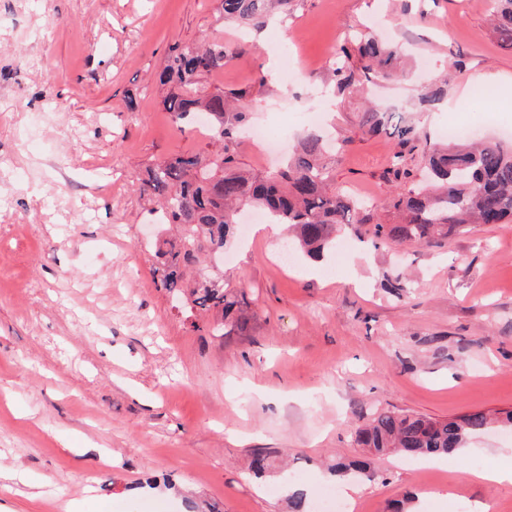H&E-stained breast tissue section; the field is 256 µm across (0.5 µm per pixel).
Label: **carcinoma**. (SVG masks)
I'll list each match as a JSON object with an SVG mask.
<instances>
[{"instance_id": "cac0c4a2", "label": "carcinoma", "mask_w": 512, "mask_h": 512, "mask_svg": "<svg viewBox=\"0 0 512 512\" xmlns=\"http://www.w3.org/2000/svg\"><path fill=\"white\" fill-rule=\"evenodd\" d=\"M219 17L261 28L275 9L290 14L294 0H216ZM494 28L502 42L512 45V0H492ZM363 71L385 79L403 78L399 49L375 35H364L357 44ZM230 52L224 42L213 40L191 47L178 43L169 53L157 79L169 88L163 105L174 122L204 114L208 121L209 148L158 160L146 168L137 182L139 191L155 196L161 203V223L180 226L179 237L158 250L162 259L161 285L168 293L182 296L200 316L216 310L222 326L240 323L238 302L224 291V281L193 277L200 265V253L207 246L224 247L237 223L239 208L259 207L278 224L292 231L288 245L310 258H321L336 245V226L362 224L360 204L336 189L319 163L324 152L320 136L306 134L288 166L263 176L249 178L238 170L234 151L237 128L248 122L251 110L236 106L237 94L222 90L202 95L200 80L224 73ZM332 73L338 91L356 90L350 54L336 58ZM402 150L394 153V179L411 177L405 167L403 149L419 147L420 139L411 127H394ZM428 176L432 191L410 188L397 193L390 206L403 212V224H376L371 231L376 245L388 242L432 244L449 236L463 224H502L512 220V147L498 142L476 146L450 143L427 144ZM498 425L512 429V410L492 415L471 411L448 419L423 415L376 412L354 430V440L366 448L369 457L338 463L336 475L354 474L371 480L372 458L392 450L407 458L450 454L468 441Z\"/></svg>"}]
</instances>
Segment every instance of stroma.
<instances>
[{
  "mask_svg": "<svg viewBox=\"0 0 512 512\" xmlns=\"http://www.w3.org/2000/svg\"><path fill=\"white\" fill-rule=\"evenodd\" d=\"M491 0H299L261 30L216 20L214 0H0V505L10 512H289L282 468L318 493L343 492L330 466L361 450L359 413L434 418L512 409V221L465 225L431 245L373 246L375 224L399 222L391 157L396 126L444 142L449 122L480 139L512 136V47ZM410 51L407 77L361 78L335 91L324 61L355 51L361 31ZM300 62L284 81L283 42ZM223 39V75L202 81L242 95L249 128L284 129L279 149L238 134L242 171L285 166L308 131L330 145L337 188L364 200L347 251L282 266L239 224L218 274L243 296L242 325L190 327L183 299L155 271V198L135 183L155 160L206 149L176 125L153 76L172 44ZM250 45L240 53V45ZM463 62L449 73L448 62ZM483 73L495 87L469 85ZM444 81L434 107L425 84ZM321 109L317 125L300 108ZM389 115L369 132V108ZM400 279L404 291L389 286ZM512 430L494 428L460 453L373 461L354 512H512V486L473 479L505 465ZM271 473L249 471L256 451Z\"/></svg>",
  "mask_w": 512,
  "mask_h": 512,
  "instance_id": "1",
  "label": "stroma"
}]
</instances>
